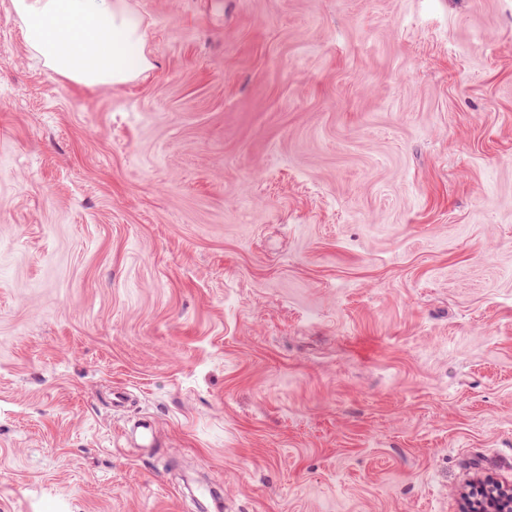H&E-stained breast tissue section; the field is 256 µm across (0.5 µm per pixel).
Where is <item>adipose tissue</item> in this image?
<instances>
[{
	"instance_id": "1",
	"label": "adipose tissue",
	"mask_w": 512,
	"mask_h": 512,
	"mask_svg": "<svg viewBox=\"0 0 512 512\" xmlns=\"http://www.w3.org/2000/svg\"><path fill=\"white\" fill-rule=\"evenodd\" d=\"M30 51L73 84L120 87L153 67L127 0H11Z\"/></svg>"
}]
</instances>
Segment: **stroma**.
Here are the masks:
<instances>
[{"instance_id": "1", "label": "stroma", "mask_w": 512, "mask_h": 512, "mask_svg": "<svg viewBox=\"0 0 512 512\" xmlns=\"http://www.w3.org/2000/svg\"><path fill=\"white\" fill-rule=\"evenodd\" d=\"M128 3L88 90L0 0V512L512 486V0Z\"/></svg>"}]
</instances>
